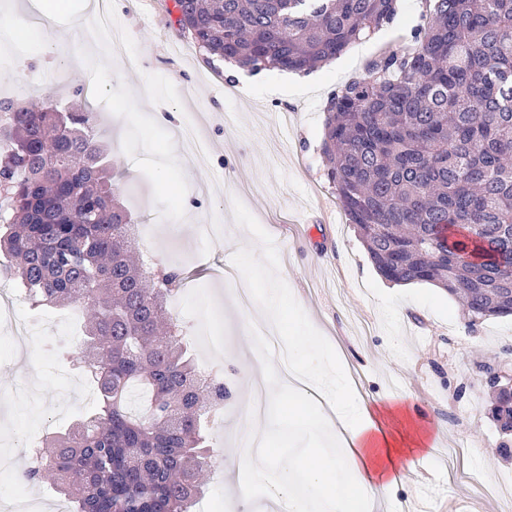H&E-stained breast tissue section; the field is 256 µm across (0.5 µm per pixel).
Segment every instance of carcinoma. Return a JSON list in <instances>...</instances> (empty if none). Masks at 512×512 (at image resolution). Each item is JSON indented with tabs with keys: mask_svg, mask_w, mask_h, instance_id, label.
<instances>
[{
	"mask_svg": "<svg viewBox=\"0 0 512 512\" xmlns=\"http://www.w3.org/2000/svg\"><path fill=\"white\" fill-rule=\"evenodd\" d=\"M204 52L252 71L305 72L394 22L396 0H175ZM405 48L341 88L322 144L327 179L377 271L431 282L470 323L512 315V0H424ZM3 269L33 308H88L75 361L96 408L44 437L20 477L56 473L71 512H192L232 391L207 386L168 310L177 268L143 261L122 173L90 113L0 98ZM138 412L130 409L134 392ZM493 417L512 432V404Z\"/></svg>",
	"mask_w": 512,
	"mask_h": 512,
	"instance_id": "cac0c4a2",
	"label": "carcinoma"
}]
</instances>
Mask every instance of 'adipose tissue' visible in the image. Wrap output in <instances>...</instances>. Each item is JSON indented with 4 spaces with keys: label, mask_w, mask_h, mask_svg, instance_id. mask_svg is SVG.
I'll return each instance as SVG.
<instances>
[{
    "label": "adipose tissue",
    "mask_w": 512,
    "mask_h": 512,
    "mask_svg": "<svg viewBox=\"0 0 512 512\" xmlns=\"http://www.w3.org/2000/svg\"><path fill=\"white\" fill-rule=\"evenodd\" d=\"M330 342L301 335L288 345L291 368L323 391L329 412L259 418L249 432L258 446L237 467L285 493L288 512H376L396 458L424 441L415 424L400 425L395 403L374 410L348 393L341 355L319 357Z\"/></svg>",
    "instance_id": "ef3b65f1"
}]
</instances>
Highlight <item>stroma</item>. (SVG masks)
Returning <instances> with one entry per match:
<instances>
[{"label":"stroma","instance_id":"35a3bbf8","mask_svg":"<svg viewBox=\"0 0 512 512\" xmlns=\"http://www.w3.org/2000/svg\"><path fill=\"white\" fill-rule=\"evenodd\" d=\"M98 1L69 0L52 26L64 39L44 50V35L28 27L30 0H14L20 28L0 65V96L24 100L57 92L72 101L77 87L96 86L86 100L95 127L124 172L122 197L138 221L151 225L146 256L179 268L186 286L177 317L189 333L210 326L221 341L223 370L233 390L255 362L266 364L274 412L302 396L283 390L278 354L240 357L247 312L227 285L242 260L276 272L284 307L305 306L312 331L339 337L353 394L369 406L405 399L435 433L436 452L457 449L453 463L408 466L386 492L380 512H512V436L491 419L494 398L472 372L473 362L512 349V316L476 323L461 302L425 282L395 287L379 275L354 225L348 224L327 180L321 145L329 97L361 74L379 51L401 47L420 21L422 0H398L393 25L350 45L336 62L282 81L277 70L215 72L178 24L174 0H102L122 29L123 55L103 43L69 36L70 19L92 16ZM249 84L239 93V79ZM195 123L206 164L188 154L166 164L179 147L178 130ZM213 224L216 238L196 228ZM13 315L44 325L40 344L20 354L0 324V454L16 466L49 433L96 405V390L74 366V339L83 320L72 308H31L15 297ZM236 464L216 462L195 512H286L266 481L250 478L252 493L233 489ZM29 512H60V498L34 482L0 474V512H13L12 488Z\"/></svg>","mask_w":512,"mask_h":512}]
</instances>
